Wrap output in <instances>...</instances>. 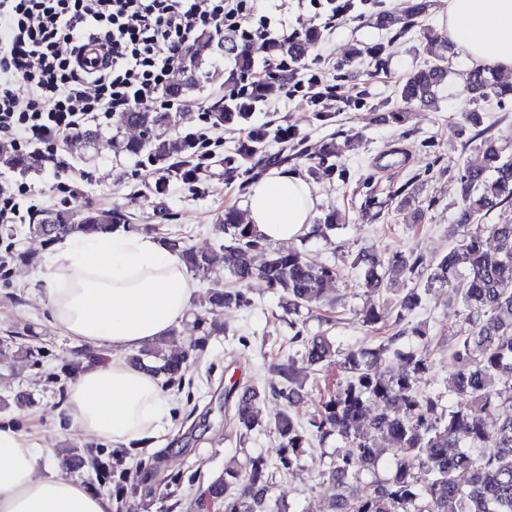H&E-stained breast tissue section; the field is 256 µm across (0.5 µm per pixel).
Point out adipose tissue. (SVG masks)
I'll use <instances>...</instances> for the list:
<instances>
[{"label": "adipose tissue", "mask_w": 512, "mask_h": 512, "mask_svg": "<svg viewBox=\"0 0 512 512\" xmlns=\"http://www.w3.org/2000/svg\"><path fill=\"white\" fill-rule=\"evenodd\" d=\"M444 33L472 65L512 70V0H448ZM317 205L303 177L273 171L251 186L247 219L262 240L296 242L311 232ZM33 285L63 333L112 348L110 363L83 371L68 391L75 425L117 445L156 431L163 393L127 355L182 325L195 289L179 257L153 236H73ZM50 457V449L0 428V512H108V499L80 481L40 475L39 459Z\"/></svg>", "instance_id": "obj_1"}]
</instances>
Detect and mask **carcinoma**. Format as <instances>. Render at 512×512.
Returning <instances> with one entry per match:
<instances>
[{"label": "carcinoma", "instance_id": "carcinoma-1", "mask_svg": "<svg viewBox=\"0 0 512 512\" xmlns=\"http://www.w3.org/2000/svg\"><path fill=\"white\" fill-rule=\"evenodd\" d=\"M430 7V0H409L407 27L417 25ZM322 37L309 29L280 41L259 46L245 45L229 36L206 31L181 49L165 94L182 98L208 78L206 53L218 47L233 57V68L225 83L236 85L249 78L255 55L288 56L302 60ZM290 74L280 72L251 86L243 96L230 90L211 110L213 124L233 127L246 120L257 103L284 87ZM448 82V66L428 64L411 71L400 86L401 98L430 106ZM464 91L475 101L491 96L512 97V83L496 79L491 68H474L467 73ZM119 129H134L137 137L111 139L119 154L142 153L157 163H176L187 146L168 134L177 125L170 112L146 107L115 115ZM263 133L240 141L236 156L224 159V172L247 184L260 170L252 160L264 153ZM35 159L0 141V167L28 170ZM457 224L451 232L447 252L426 260L412 252L397 251L387 259L364 252L357 257L363 267L361 286L371 293L393 295V325L398 330L375 347L342 350L325 334H308V314L332 305L328 297L337 277L336 267L316 264L298 249L283 251L270 247L240 223L233 209L224 211L216 230L228 243L216 248L197 249L177 235L165 236L164 245L182 261L187 272L206 276L223 265L235 287L213 288L199 301L195 314L196 337L189 350L176 349L171 337L158 346L131 357L135 365L149 364V370L172 382L193 362L189 351L203 350L211 337L224 331L217 317L226 308L250 305L249 285L265 282L279 294L280 307L293 329L292 342L303 347L302 360L310 366L335 367L336 388L310 418L300 423L293 408L300 405V367L294 358L276 366L283 383L262 391L254 384L228 390L233 399L232 423L245 438L259 425V405L270 397L284 406L274 423L280 439L279 454L269 460L251 457L244 467L225 472L200 495L217 502L221 512H268L269 495L276 479L286 476L314 441L334 436L339 442L336 455L323 476L338 493L330 512H512V156L498 139L483 136L476 144L460 177ZM498 213V223L483 220ZM338 212L325 211L315 227L316 236L332 244L329 232L337 229ZM131 231L127 215L120 210L71 208L38 210L27 224L29 235L50 244L75 234L100 231ZM497 246L491 250L487 240ZM264 253L261 263L255 254ZM414 283L411 288L399 282ZM434 288L452 292L451 327L453 345L448 348V380L426 390L418 385L429 372V329L410 320ZM385 309L370 306L362 313V323L386 326ZM395 361L398 370L381 365ZM501 411L494 423L486 420L490 409ZM468 478L462 482L459 474ZM370 479V491L360 495L357 483Z\"/></svg>", "mask_w": 512, "mask_h": 512}]
</instances>
